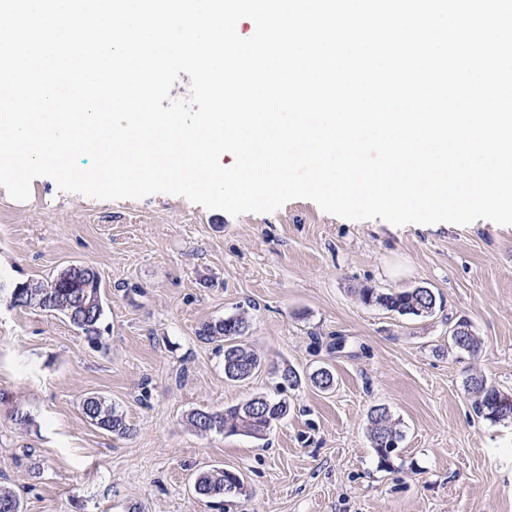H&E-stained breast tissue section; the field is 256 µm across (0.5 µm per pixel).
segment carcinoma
<instances>
[{
  "instance_id": "obj_1",
  "label": "carcinoma",
  "mask_w": 512,
  "mask_h": 512,
  "mask_svg": "<svg viewBox=\"0 0 512 512\" xmlns=\"http://www.w3.org/2000/svg\"><path fill=\"white\" fill-rule=\"evenodd\" d=\"M366 304L374 303L400 315L427 317L435 313L437 298L429 288L381 293L373 288L359 291ZM11 303L21 307H40L62 314L71 325L94 342L100 335L99 322L103 315L101 280L98 273L87 266L73 265L62 270L51 282L25 281L20 287L10 289ZM248 329L247 317L239 314L222 320L207 322L198 330V337L206 342L220 343L224 348V377L229 381H244L262 365V359L244 343ZM468 393L472 395V409L486 420H494L497 402L502 392L497 386L477 376L470 380ZM267 406L253 413L246 411L242 402L222 411H194L188 415L189 423L200 432H226L262 438L273 422L288 414V402L284 399L266 398ZM84 416L97 428L117 436H128L133 425L116 407L106 404L101 397L92 394L81 403ZM369 440L375 449L379 463H391L393 451L385 447L387 439L403 434L398 423L386 411L376 406L369 414ZM197 494L213 499L226 495L241 494L244 485L237 474L219 466H213L198 474L194 483ZM0 512H22L21 502L12 490L0 488Z\"/></svg>"
}]
</instances>
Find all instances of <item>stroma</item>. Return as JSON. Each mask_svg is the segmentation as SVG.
Returning <instances> with one entry per match:
<instances>
[{"label": "stroma", "mask_w": 512, "mask_h": 512, "mask_svg": "<svg viewBox=\"0 0 512 512\" xmlns=\"http://www.w3.org/2000/svg\"><path fill=\"white\" fill-rule=\"evenodd\" d=\"M71 265L101 279L96 343L0 294V484L23 512H512V420L477 417L466 390L481 376L512 393V226L397 227L307 199L234 217L169 194L62 193L47 177L23 202L0 187V281ZM416 287L441 310L403 316L358 294ZM242 310L264 365L229 382L222 350L197 331ZM461 319L478 354L448 345ZM288 366L329 368L335 386L282 389ZM90 394L134 434L94 427L81 410ZM279 394L288 414L260 439L187 421ZM375 406L404 434L387 466L369 441ZM211 465L237 473L244 494L197 495Z\"/></svg>", "instance_id": "stroma-1"}]
</instances>
